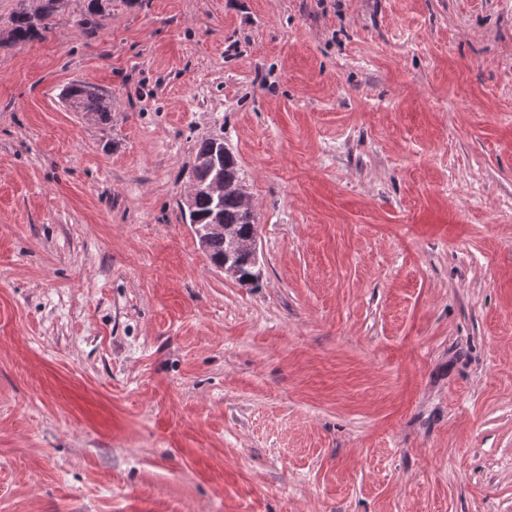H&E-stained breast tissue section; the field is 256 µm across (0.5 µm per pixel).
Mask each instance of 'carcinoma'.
Here are the masks:
<instances>
[{"instance_id":"obj_1","label":"carcinoma","mask_w":512,"mask_h":512,"mask_svg":"<svg viewBox=\"0 0 512 512\" xmlns=\"http://www.w3.org/2000/svg\"><path fill=\"white\" fill-rule=\"evenodd\" d=\"M35 5L20 0L6 29L0 31V46L19 45L46 38L54 26V19L63 11L67 0H34ZM112 0H88L86 11L78 20L80 26L97 30L103 20L110 15ZM64 99L77 112H86L99 122H106L111 112L109 96L102 89L86 84L75 83L68 86ZM215 157L213 166L192 165L190 175L202 187L215 180H224V196L217 200L202 190L194 199L193 210L182 213L189 224L234 225L239 234L249 237L257 233L256 219L243 207L242 197L246 182L244 173L235 154L224 140L206 138L197 144L195 158Z\"/></svg>"}]
</instances>
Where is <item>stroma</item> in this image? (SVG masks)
I'll return each mask as SVG.
<instances>
[{"label":"stroma","mask_w":512,"mask_h":512,"mask_svg":"<svg viewBox=\"0 0 512 512\" xmlns=\"http://www.w3.org/2000/svg\"><path fill=\"white\" fill-rule=\"evenodd\" d=\"M86 4L0 47V512H512V0ZM112 0H88L86 11L78 20L80 26L98 30L103 20L110 15ZM64 99L69 106L77 112H86L95 117L99 122H106L111 112L109 96L102 89L86 84L75 83L68 86L64 93ZM221 153L222 161L220 160ZM208 156L215 157L216 164L214 166H204L209 164ZM196 160H198L197 164L200 166L196 164ZM191 175L194 181L202 186V189L195 197V190L198 186L194 181H190L189 188L181 199L180 209L185 221L188 224H192L201 250L205 253L208 250V255L212 259L224 258V262L213 263L214 266L224 272L225 276L234 278L237 281L239 276L237 264L244 272L250 271L251 267L245 256H239L235 261L234 257L248 255L252 263L253 273L257 277H261L258 237L257 234L254 235L257 233L256 219L249 215L242 202L244 188L247 189L244 173L235 154L223 139L206 138L197 144L195 160L191 167L189 179ZM221 179H224V182L215 181ZM210 183L212 184L208 190L212 194L221 195L224 192V196L219 202L205 191V188ZM182 207L184 209L193 208V210L186 213ZM215 219L218 220V224H213ZM198 224L208 225L206 227H199L200 225ZM224 224L234 225L243 237L254 236L241 240L232 227L225 226ZM214 233L223 234L224 237ZM210 235H212L211 238Z\"/></svg>","instance_id":"35a3bbf8"}]
</instances>
